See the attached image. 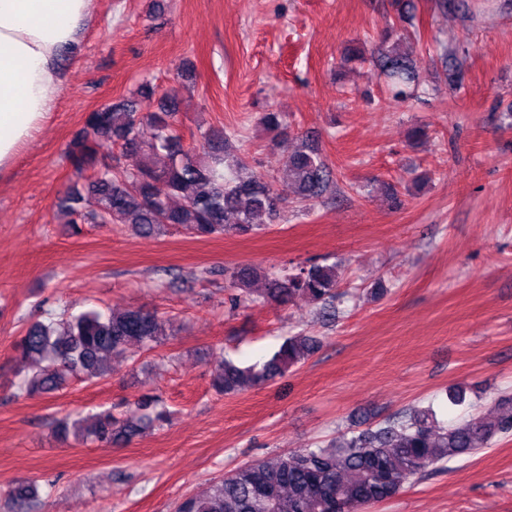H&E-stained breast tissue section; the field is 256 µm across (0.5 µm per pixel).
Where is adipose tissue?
Returning <instances> with one entry per match:
<instances>
[{
    "instance_id": "ef3b65f1",
    "label": "adipose tissue",
    "mask_w": 512,
    "mask_h": 512,
    "mask_svg": "<svg viewBox=\"0 0 512 512\" xmlns=\"http://www.w3.org/2000/svg\"><path fill=\"white\" fill-rule=\"evenodd\" d=\"M93 0H0V180L48 119Z\"/></svg>"
}]
</instances>
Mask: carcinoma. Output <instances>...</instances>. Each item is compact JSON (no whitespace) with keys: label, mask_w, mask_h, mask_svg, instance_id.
I'll return each mask as SVG.
<instances>
[{"label":"carcinoma","mask_w":512,"mask_h":512,"mask_svg":"<svg viewBox=\"0 0 512 512\" xmlns=\"http://www.w3.org/2000/svg\"><path fill=\"white\" fill-rule=\"evenodd\" d=\"M407 34L387 25L371 60L385 77L389 95L405 100L415 94L418 76L403 51ZM178 90L156 95L146 85L139 99L109 104L86 114L68 157L82 184L59 198L57 208L67 223L129 226L142 237L160 236L181 227L195 237L224 233L248 235L277 215L283 193L299 202L316 201L334 186L333 171L317 150L303 146L288 154L285 185L247 162L225 154L238 132H206L184 146L176 122ZM118 153L110 162L98 147ZM257 269L248 264L224 270L226 287L235 291L230 304L246 307L260 300L286 305L305 296L319 309L336 312L341 276L334 264L311 262L284 275H265L266 288L253 294ZM172 322L156 310L135 308L105 313L91 308L78 315L48 314L31 324L16 344V360L32 369L19 380L16 394H51L73 378L85 381L112 373L110 360L135 348L149 351L167 337ZM317 341L301 334L284 340L268 359L241 367L224 360L212 387L222 395L245 386L264 385L304 363ZM140 415L118 417L110 408L57 421L56 436L65 442L75 434L85 442L127 443L148 427L168 421V412L154 396L137 403ZM499 412L473 414L448 424L430 408L412 409L365 429L351 428L326 448H300L271 459L245 462L202 495L185 496L175 512H350L397 496L410 478L448 461L471 457L493 440L512 434V397H503ZM8 501L33 506L39 501L36 481H21L4 491Z\"/></svg>","instance_id":"cac0c4a2"}]
</instances>
